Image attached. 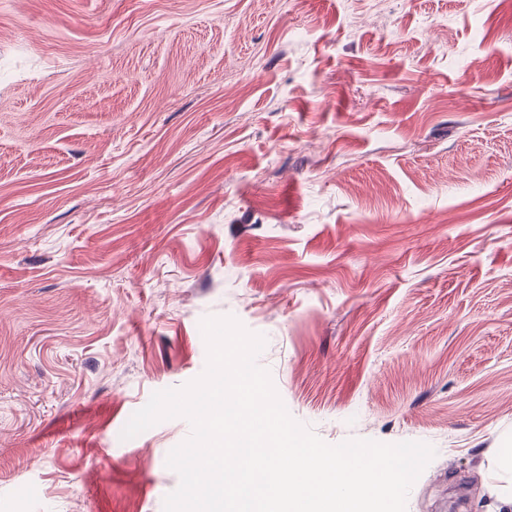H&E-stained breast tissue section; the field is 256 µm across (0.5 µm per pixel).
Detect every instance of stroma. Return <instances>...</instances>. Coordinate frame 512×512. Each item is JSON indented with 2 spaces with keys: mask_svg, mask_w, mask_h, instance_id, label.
I'll list each match as a JSON object with an SVG mask.
<instances>
[{
  "mask_svg": "<svg viewBox=\"0 0 512 512\" xmlns=\"http://www.w3.org/2000/svg\"><path fill=\"white\" fill-rule=\"evenodd\" d=\"M324 442L436 450L406 512H499L512 11L0 0V512H163L200 322Z\"/></svg>",
  "mask_w": 512,
  "mask_h": 512,
  "instance_id": "1",
  "label": "stroma"
}]
</instances>
